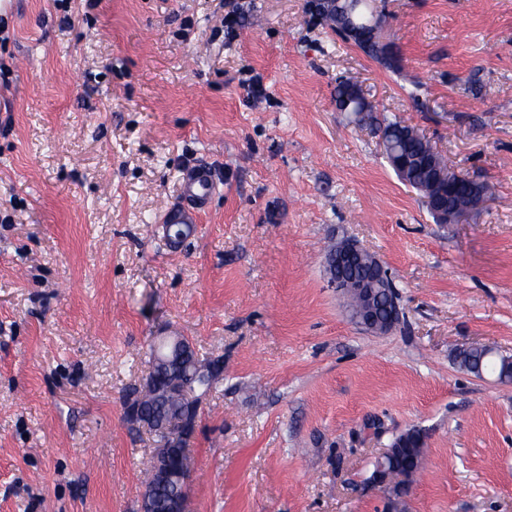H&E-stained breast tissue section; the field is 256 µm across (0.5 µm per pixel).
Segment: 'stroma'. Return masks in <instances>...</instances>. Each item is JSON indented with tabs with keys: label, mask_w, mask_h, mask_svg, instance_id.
Returning a JSON list of instances; mask_svg holds the SVG:
<instances>
[{
	"label": "stroma",
	"mask_w": 512,
	"mask_h": 512,
	"mask_svg": "<svg viewBox=\"0 0 512 512\" xmlns=\"http://www.w3.org/2000/svg\"><path fill=\"white\" fill-rule=\"evenodd\" d=\"M0 12V512H140L154 441L124 402L155 336L224 359L188 512H387L376 457L425 437L405 512H512V0H368L397 68L312 0H16ZM260 81V96L246 85ZM361 86L495 195L438 224ZM218 188L167 243L184 170ZM352 237L401 308L366 331L324 272ZM354 86V84L350 82H345L340 84L336 89V104L342 103V98L349 93L350 89ZM352 96L350 100L347 101V103L344 105V107L341 109L342 112L350 111L351 109H366L367 104L370 103L362 89H360L358 86H355V88H352ZM484 349L485 357L490 358L494 352L488 347L482 348L475 346L461 351L457 356L460 366L473 374L478 375L481 372V376L483 375L482 371L484 369L493 371L490 361L484 358Z\"/></svg>",
	"instance_id": "35a3bbf8"
}]
</instances>
